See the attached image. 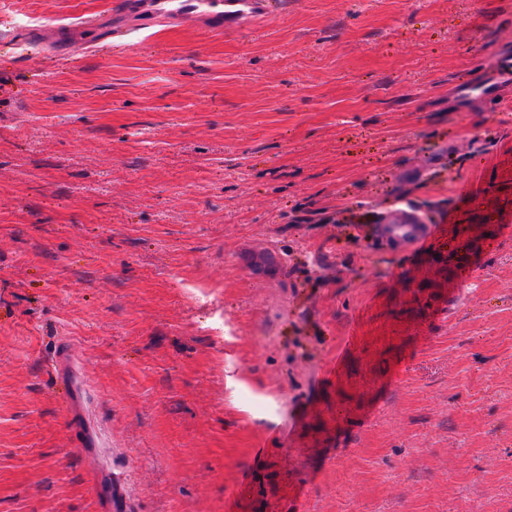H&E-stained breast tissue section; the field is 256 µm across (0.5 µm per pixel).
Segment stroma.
I'll use <instances>...</instances> for the list:
<instances>
[{"mask_svg": "<svg viewBox=\"0 0 512 512\" xmlns=\"http://www.w3.org/2000/svg\"><path fill=\"white\" fill-rule=\"evenodd\" d=\"M115 2L0 0V512H512V0ZM281 10L277 0H120L116 14L140 26H200L211 32L235 31L270 21ZM435 228L413 213H404L390 224H381L380 239L386 246L415 249Z\"/></svg>", "mask_w": 512, "mask_h": 512, "instance_id": "obj_1", "label": "stroma"}]
</instances>
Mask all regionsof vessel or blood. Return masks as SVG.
<instances>
[{
  "mask_svg": "<svg viewBox=\"0 0 512 512\" xmlns=\"http://www.w3.org/2000/svg\"><path fill=\"white\" fill-rule=\"evenodd\" d=\"M281 10L280 0H118L116 12L139 25L162 22L168 26L193 25L211 32L234 31L244 25L259 26ZM433 225L412 213L381 225L384 245L414 249L433 232Z\"/></svg>",
  "mask_w": 512,
  "mask_h": 512,
  "instance_id": "vessel-or-blood-1",
  "label": "vessel or blood"
}]
</instances>
